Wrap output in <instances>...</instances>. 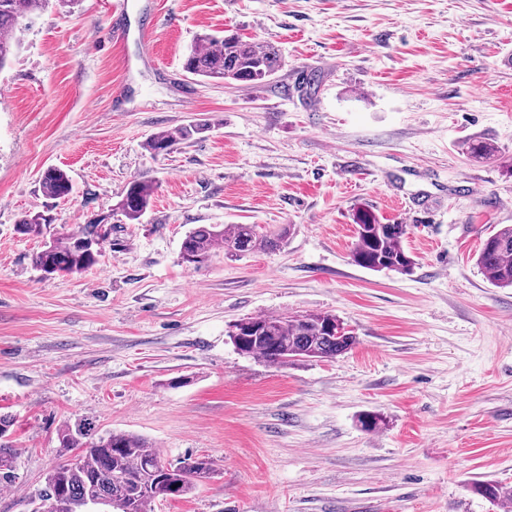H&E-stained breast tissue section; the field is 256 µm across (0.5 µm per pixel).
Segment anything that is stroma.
I'll list each match as a JSON object with an SVG mask.
<instances>
[{"label":"stroma","mask_w":512,"mask_h":512,"mask_svg":"<svg viewBox=\"0 0 512 512\" xmlns=\"http://www.w3.org/2000/svg\"><path fill=\"white\" fill-rule=\"evenodd\" d=\"M114 2L49 7L0 70V413L18 455L0 512H31L79 422L213 460L156 512H503L473 484L512 490V288L476 254L512 225V0H126L121 45ZM222 31L274 44L283 67L185 73L197 37ZM473 134L498 157L464 154ZM50 166L69 197L44 196ZM135 179L154 195L131 224L114 205ZM42 211L41 235L16 232ZM106 211L99 263L43 277L34 255ZM362 211L407 225L412 273L352 262ZM199 224L291 231L194 267L179 250ZM326 311L357 338L333 361L273 366L228 338L246 317ZM203 130L199 126H184L173 133H161L153 136L146 144V149L154 156L160 155L163 148L172 151L179 143H184ZM39 183L43 194L54 200L68 197L72 189L67 173L59 167H49L44 170Z\"/></svg>","instance_id":"obj_1"}]
</instances>
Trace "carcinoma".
<instances>
[{
	"label": "carcinoma",
	"instance_id": "carcinoma-1",
	"mask_svg": "<svg viewBox=\"0 0 512 512\" xmlns=\"http://www.w3.org/2000/svg\"><path fill=\"white\" fill-rule=\"evenodd\" d=\"M50 0H0V69L4 68L19 48L14 37L27 27L33 15L45 9ZM282 66L279 49L268 43L259 46L239 35L201 36L183 60L185 72L202 78L235 82H263ZM198 126H184L173 133L153 136L146 149L154 156L164 148L174 149L200 133ZM462 149L475 159H491L497 147L480 138L462 143ZM43 194L51 199L69 196L72 185L67 173L59 167L44 170L39 179ZM153 186L132 182L116 204V210L127 220L137 223L145 214ZM51 223L46 215H26L19 221L23 236L39 235ZM98 220L80 230L68 233L50 243L34 257V265L46 276L79 273L97 263V253L87 246L97 235ZM290 226L273 231L256 224L199 225L185 234L180 252L193 257V265L205 262L210 255L224 250L226 255H242L255 251H275L283 247ZM408 234L405 224H384L375 216L362 212L356 224L353 262L371 271L407 273L415 265L404 248ZM477 265L490 282L501 288L512 287V225H504L489 235L479 249ZM339 321L336 315L320 312L295 316L250 317L246 322L258 326L260 333L249 340L240 352L261 358L273 365L290 359L315 358L331 361L351 349L356 337L351 332L336 336L327 326ZM13 426L10 415L0 414V484H9L14 477L16 453L9 440ZM62 448H77L79 453L52 469L45 488L35 497H60L61 512H85L87 499L96 497L111 512H153L152 506L161 497L181 499L191 494L198 481L214 472L213 461L206 456L188 457L176 462L164 461L148 440L129 432H110L96 439L89 438L86 425L66 426L59 432ZM475 491L483 497L502 502L512 496L493 483H479Z\"/></svg>",
	"mask_w": 512,
	"mask_h": 512
}]
</instances>
